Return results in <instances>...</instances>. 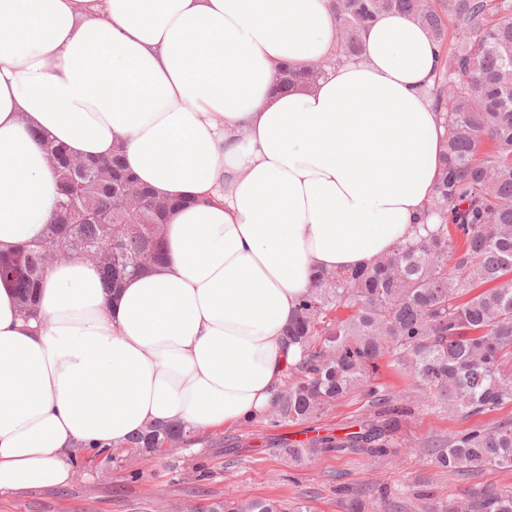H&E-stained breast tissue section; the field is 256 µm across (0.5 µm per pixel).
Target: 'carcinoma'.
I'll return each instance as SVG.
<instances>
[{"label":"carcinoma","mask_w":512,"mask_h":512,"mask_svg":"<svg viewBox=\"0 0 512 512\" xmlns=\"http://www.w3.org/2000/svg\"><path fill=\"white\" fill-rule=\"evenodd\" d=\"M336 53L303 71L286 70L277 84L307 86L324 65L362 52V34L383 13L415 17L441 51L425 90L444 113L448 137L444 174L428 214L436 227L399 245L365 269L319 272L288 325L301 348L288 386L264 416L273 427L316 417L360 392L374 409L344 436L278 440L300 464L318 453H391L412 413L411 394L440 412L472 418L512 404V0H329ZM457 42L448 46L449 33ZM41 145L55 166L60 198L42 238L0 252V281L16 289L21 315L41 321L37 288L55 261H95L105 288L157 270L169 201L137 184L122 155L76 166L49 138ZM393 359L409 378L398 395L376 382ZM183 424L151 427L129 448L152 452L195 443ZM434 463L451 473L512 472V419L458 431L435 445ZM207 512H308L276 498L218 501ZM464 512H512V486L493 483L465 495Z\"/></svg>","instance_id":"cac0c4a2"}]
</instances>
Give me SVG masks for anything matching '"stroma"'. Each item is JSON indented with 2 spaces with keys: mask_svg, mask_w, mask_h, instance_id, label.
Returning a JSON list of instances; mask_svg holds the SVG:
<instances>
[{
  "mask_svg": "<svg viewBox=\"0 0 512 512\" xmlns=\"http://www.w3.org/2000/svg\"><path fill=\"white\" fill-rule=\"evenodd\" d=\"M368 412L365 398L355 395L307 424L275 429L257 421L151 454L123 448L105 457L86 450L77 455L68 485L1 493L0 512H190L242 495L302 502L310 512H344L343 498L370 501L382 489L405 504L407 512H448L467 490L490 482L512 486V472L462 480L435 467L428 442L472 422L422 405L400 432L392 456L322 454L298 468L270 444L278 434L291 440L308 439L315 431L336 434ZM133 470L138 478H130Z\"/></svg>",
  "mask_w": 512,
  "mask_h": 512,
  "instance_id": "stroma-1",
  "label": "stroma"
}]
</instances>
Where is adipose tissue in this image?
Returning a JSON list of instances; mask_svg holds the SVG:
<instances>
[{
  "mask_svg": "<svg viewBox=\"0 0 512 512\" xmlns=\"http://www.w3.org/2000/svg\"><path fill=\"white\" fill-rule=\"evenodd\" d=\"M334 49L328 0H0V250L54 210L34 129L79 158L123 147L139 181L195 200L168 219L161 270L117 295L55 264L37 327L0 283V492L67 485L76 452L151 426L263 416L315 274L414 236L445 151L422 94L438 49L385 13L359 58L276 90L277 67Z\"/></svg>",
  "mask_w": 512,
  "mask_h": 512,
  "instance_id": "obj_1",
  "label": "adipose tissue"
}]
</instances>
